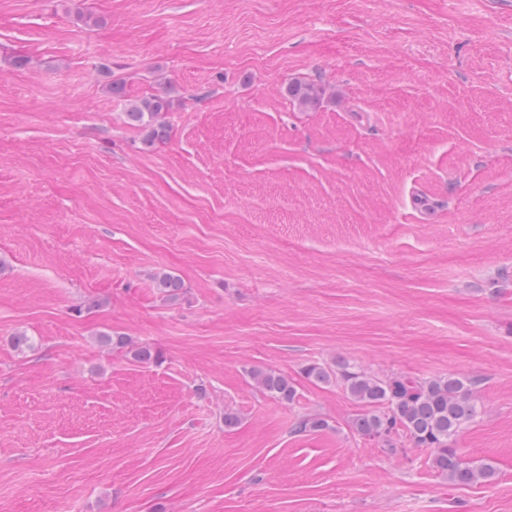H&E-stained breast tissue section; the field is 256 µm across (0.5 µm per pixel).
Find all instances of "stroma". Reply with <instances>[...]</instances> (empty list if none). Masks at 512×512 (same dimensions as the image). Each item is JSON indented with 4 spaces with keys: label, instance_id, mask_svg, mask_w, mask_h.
<instances>
[{
    "label": "stroma",
    "instance_id": "1",
    "mask_svg": "<svg viewBox=\"0 0 512 512\" xmlns=\"http://www.w3.org/2000/svg\"><path fill=\"white\" fill-rule=\"evenodd\" d=\"M338 357L480 379L495 479L352 431ZM0 512H512V0H0ZM324 89L318 83L294 81L288 85V95L304 109L316 107ZM171 106L172 101L165 96L144 97L132 104L125 112L126 122L145 133V145L153 147L166 143L170 137V131L166 122L162 120V116L169 112ZM153 285L169 303L179 302L185 294L183 281L171 272H157L153 277ZM107 336L104 339V342L108 345H112V348L119 349L121 351H125L130 354L132 358L141 363H155L158 361V354L153 352L148 347H135L132 343V340L127 336L121 335H103ZM112 336V337H110ZM249 374L256 387L271 398L292 402L297 396L296 386L285 374L261 368H252Z\"/></svg>",
    "mask_w": 512,
    "mask_h": 512
}]
</instances>
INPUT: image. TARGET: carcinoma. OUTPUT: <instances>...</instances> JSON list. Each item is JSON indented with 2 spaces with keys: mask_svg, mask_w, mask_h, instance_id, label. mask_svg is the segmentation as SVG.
<instances>
[{
  "mask_svg": "<svg viewBox=\"0 0 512 512\" xmlns=\"http://www.w3.org/2000/svg\"><path fill=\"white\" fill-rule=\"evenodd\" d=\"M323 94L318 83L294 81L288 85V95L304 109L316 107ZM171 106L172 101L165 96L144 97L125 112L126 122L145 133V145L163 144L170 131L162 116ZM153 285L168 302L182 300L184 283L178 276L160 271L154 275ZM104 342L138 362L158 361L157 353L148 347L134 346L127 336H107ZM303 373L317 383H336L363 407L352 422L357 434L376 439L391 449L396 447L397 435L417 447L430 449V467L454 485L494 479L496 471L490 463L468 461L454 446L462 426L479 413L473 378L455 374L430 378L403 374L379 377L343 360L332 364L312 362L304 367ZM249 374L256 387L271 398L291 402L297 396L296 386L285 374L261 368H253Z\"/></svg>",
  "mask_w": 512,
  "mask_h": 512,
  "instance_id": "carcinoma-1",
  "label": "carcinoma"
}]
</instances>
